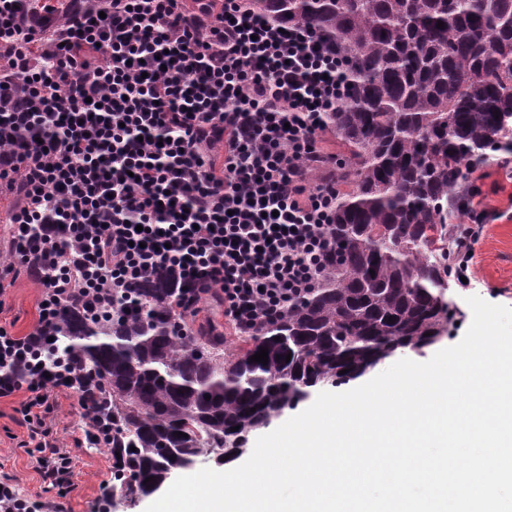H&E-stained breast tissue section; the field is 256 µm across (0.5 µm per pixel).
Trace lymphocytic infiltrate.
<instances>
[{"label": "lymphocytic infiltrate", "instance_id": "lymphocytic-infiltrate-1", "mask_svg": "<svg viewBox=\"0 0 512 512\" xmlns=\"http://www.w3.org/2000/svg\"><path fill=\"white\" fill-rule=\"evenodd\" d=\"M47 52L51 69L20 55L0 74V185L22 197L0 296L22 268L43 282L33 331L0 326V399L25 392L22 447L58 499L27 498L0 471V512H62L73 489L48 423L56 392L76 390L51 342L69 301L113 315L165 265L186 310L220 287L225 320L245 333L313 288L334 247V182L308 174L328 160L321 133L346 80L315 30L245 0L215 15L184 0H75Z\"/></svg>", "mask_w": 512, "mask_h": 512}]
</instances>
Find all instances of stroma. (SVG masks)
Here are the masks:
<instances>
[{"label":"stroma","mask_w":512,"mask_h":512,"mask_svg":"<svg viewBox=\"0 0 512 512\" xmlns=\"http://www.w3.org/2000/svg\"><path fill=\"white\" fill-rule=\"evenodd\" d=\"M471 180L479 189L473 200L474 211L493 210L497 217L488 224L475 247L467 271L470 286L464 288L456 284L451 288L462 317L438 346L419 351L403 349L397 351V358L425 362L437 349L457 344L472 322V311L466 302L469 296L512 307V154L488 152L485 163L472 174ZM42 291L38 277L27 271L20 272L9 287L4 304L0 305V325L18 336L29 333L38 321ZM59 400L61 406L52 416L53 429L74 460L73 490L62 502L63 512H95L94 504L101 487L111 479L109 454L86 444L77 445L83 426L78 399L63 393ZM18 403L15 396L0 401V468L16 477L24 494L44 501L53 500V492L44 489L35 460L19 448L20 441L27 437V428L14 411Z\"/></svg>","instance_id":"1"}]
</instances>
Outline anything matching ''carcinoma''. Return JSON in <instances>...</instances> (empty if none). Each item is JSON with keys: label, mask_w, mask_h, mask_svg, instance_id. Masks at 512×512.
Here are the masks:
<instances>
[{"label": "carcinoma", "mask_w": 512, "mask_h": 512, "mask_svg": "<svg viewBox=\"0 0 512 512\" xmlns=\"http://www.w3.org/2000/svg\"><path fill=\"white\" fill-rule=\"evenodd\" d=\"M259 5L279 24L315 28L345 62L347 97L326 117L344 148L336 252L305 297L233 351L218 328L189 326L167 267L140 285L141 306L110 321L68 305L57 343L77 363L97 424L110 430L111 491L120 498L156 492L204 452L233 459L249 433L310 389L442 339L457 314L449 278H460L448 261V225L471 213L461 199L465 169L488 149L512 150V0ZM68 8L24 0L29 21ZM23 49L52 62L35 38ZM262 348L265 365L251 360Z\"/></svg>", "instance_id": "obj_1"}]
</instances>
